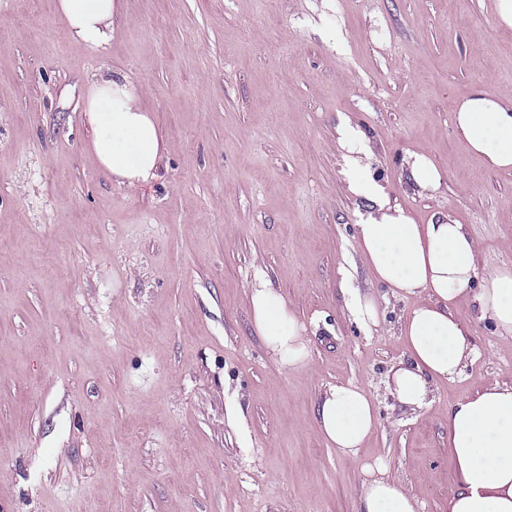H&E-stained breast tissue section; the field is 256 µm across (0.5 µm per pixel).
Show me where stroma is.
Here are the masks:
<instances>
[{
	"label": "stroma",
	"mask_w": 512,
	"mask_h": 512,
	"mask_svg": "<svg viewBox=\"0 0 512 512\" xmlns=\"http://www.w3.org/2000/svg\"><path fill=\"white\" fill-rule=\"evenodd\" d=\"M56 2L0 0V512H358L377 460L417 512H443L448 407L512 384V339L463 305L477 357L430 407L395 403L384 378L417 300L356 250L376 205L349 178L360 164L418 223L464 224L480 269L512 265V169L452 124L473 88L512 96L495 0H122L96 49ZM110 69L163 133L153 184L119 185L90 155L84 98ZM416 152L437 188L413 180ZM259 277L306 325V367L257 335ZM353 288L380 301L378 329L349 311ZM347 382L379 420L354 457L316 419ZM411 175L422 187H435L441 179L440 172L431 158L424 152L413 153Z\"/></svg>",
	"instance_id": "stroma-1"
}]
</instances>
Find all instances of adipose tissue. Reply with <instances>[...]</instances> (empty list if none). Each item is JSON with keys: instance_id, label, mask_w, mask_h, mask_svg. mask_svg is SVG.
<instances>
[{"instance_id": "obj_1", "label": "adipose tissue", "mask_w": 512, "mask_h": 512, "mask_svg": "<svg viewBox=\"0 0 512 512\" xmlns=\"http://www.w3.org/2000/svg\"><path fill=\"white\" fill-rule=\"evenodd\" d=\"M120 0H57V12L76 45L96 49L112 38ZM142 89L119 72L93 81L84 114L93 131L91 154L119 184H151L165 149L161 130L141 104ZM453 127L464 149L499 170L512 168V98L477 87L458 101ZM352 192L377 203L356 227L355 242L375 281L394 293L418 297L402 322L407 357L385 376V387L403 407L416 411L432 402L436 382L461 376L477 351L457 312L475 305L495 336L512 339V267L480 271L477 243L462 224L443 216L416 223L401 207L382 200L381 187L357 173ZM252 321L271 357L282 367L308 362L305 326L293 308L264 280L248 294ZM319 429L344 456L356 455L378 424L376 407L361 386L340 383L325 394ZM448 453L458 481L446 512H512V385H484L448 411ZM375 478L361 485L359 512H416L408 487L375 462Z\"/></svg>"}]
</instances>
